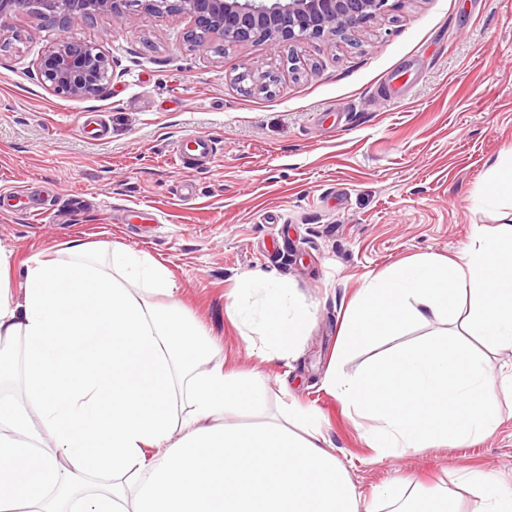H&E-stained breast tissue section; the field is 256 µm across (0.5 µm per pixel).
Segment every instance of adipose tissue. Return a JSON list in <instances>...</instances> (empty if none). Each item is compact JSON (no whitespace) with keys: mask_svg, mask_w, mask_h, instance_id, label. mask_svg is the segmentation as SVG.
<instances>
[{"mask_svg":"<svg viewBox=\"0 0 512 512\" xmlns=\"http://www.w3.org/2000/svg\"><path fill=\"white\" fill-rule=\"evenodd\" d=\"M258 303L233 301L245 341L284 357L309 311L267 278ZM167 299L157 307L147 300ZM512 348V226L457 260L422 258L371 276L340 325L327 384L366 421L380 456L441 448L493 433L497 383L482 359L435 337L398 349L357 376L348 352L429 319ZM187 315L168 269L127 246L80 240L26 262L21 300L0 287V512H374L362 507L319 419L282 402L254 424L263 379L229 373ZM392 512H453L447 491L395 482Z\"/></svg>","mask_w":512,"mask_h":512,"instance_id":"1","label":"adipose tissue"}]
</instances>
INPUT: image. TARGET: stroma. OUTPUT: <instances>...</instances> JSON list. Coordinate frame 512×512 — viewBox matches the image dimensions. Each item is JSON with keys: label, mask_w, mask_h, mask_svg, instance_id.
<instances>
[{"label": "stroma", "mask_w": 512, "mask_h": 512, "mask_svg": "<svg viewBox=\"0 0 512 512\" xmlns=\"http://www.w3.org/2000/svg\"><path fill=\"white\" fill-rule=\"evenodd\" d=\"M190 28L144 10L64 33L35 13L0 22V188H28L27 203L0 211L10 293L22 296L28 257L74 239L142 251L169 270L225 369L264 375L265 411L239 423L294 401L320 418L362 506L407 480L480 512L459 477L478 471L512 490V391L498 392L490 436L381 458L324 380L368 276L455 257L475 229L512 225V201H475L512 159V0H400L358 36L306 41L293 71L265 43L190 45ZM63 34L108 51L115 76L97 95L58 94L39 78ZM249 65L253 81L239 82ZM191 134L212 137L216 154L186 169L174 147ZM263 276L312 313L287 362L262 360L225 311L244 278ZM455 330L433 319L382 337L343 370Z\"/></svg>", "instance_id": "1"}]
</instances>
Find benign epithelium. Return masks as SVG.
I'll return each mask as SVG.
<instances>
[{
    "mask_svg": "<svg viewBox=\"0 0 512 512\" xmlns=\"http://www.w3.org/2000/svg\"><path fill=\"white\" fill-rule=\"evenodd\" d=\"M389 0H0V18L37 10L55 18L61 29L98 16L133 17L143 9L157 15L181 14L193 29L189 38L217 35L236 43L262 36L266 43L298 59V48L311 39H346L388 9ZM37 70L50 89L74 97L100 92L114 78L105 48L66 37L40 57Z\"/></svg>",
    "mask_w": 512,
    "mask_h": 512,
    "instance_id": "7a95c632",
    "label": "benign epithelium"
}]
</instances>
